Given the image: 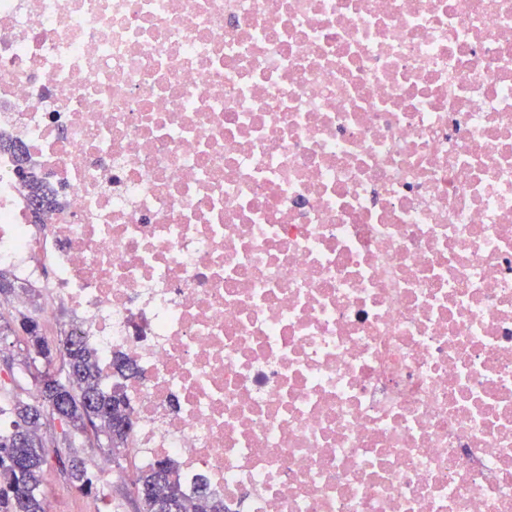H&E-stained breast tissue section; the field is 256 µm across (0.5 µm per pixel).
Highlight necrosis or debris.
<instances>
[{
  "label": "necrosis or debris",
  "instance_id": "4bbe7bcc",
  "mask_svg": "<svg viewBox=\"0 0 512 512\" xmlns=\"http://www.w3.org/2000/svg\"><path fill=\"white\" fill-rule=\"evenodd\" d=\"M0 266L138 468L224 512H512V0H0ZM137 373L116 374V358ZM25 155L27 158V168L26 173L22 178H19L22 187L27 195V199L30 202L31 210H32V218L33 223H39V219L41 214L47 210L51 209L55 204V190L53 187L42 177L39 175V173L35 170L34 166L31 164L29 157L27 155V152L25 151ZM37 194L41 196L46 205L45 208L42 210L41 214L36 213L33 209V204L35 209L40 208V201L38 199L34 200L33 203V196Z\"/></svg>",
  "mask_w": 512,
  "mask_h": 512
}]
</instances>
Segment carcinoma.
Listing matches in <instances>:
<instances>
[{"label":"carcinoma","instance_id":"1","mask_svg":"<svg viewBox=\"0 0 512 512\" xmlns=\"http://www.w3.org/2000/svg\"><path fill=\"white\" fill-rule=\"evenodd\" d=\"M28 200L41 196L45 208L55 204V190L27 164L20 178ZM19 321L30 326L32 336L27 340L31 364L45 363L41 348L46 345L37 319L28 314ZM65 356L68 380L60 381L36 377L37 397L32 402L17 400L9 405L0 404V414L11 419L12 430L0 432V512H47L41 493L47 460L42 441L37 436L40 411L49 409L63 427L65 442H71L72 433L92 429L105 436L104 444L112 455L122 454L129 431L131 415L119 390L105 391L95 369L94 351L79 340L69 339L56 348ZM27 426L32 437L20 443L17 429ZM69 479L80 492L91 494L97 490L95 480L77 460H72ZM135 484L141 489L139 512H165L167 505L176 503L187 512L186 498L172 477V469L165 460L137 472ZM192 512H224V504L212 497L202 485L197 486Z\"/></svg>","mask_w":512,"mask_h":512}]
</instances>
